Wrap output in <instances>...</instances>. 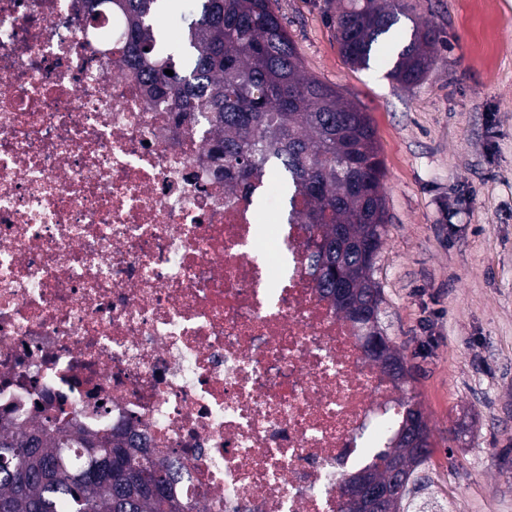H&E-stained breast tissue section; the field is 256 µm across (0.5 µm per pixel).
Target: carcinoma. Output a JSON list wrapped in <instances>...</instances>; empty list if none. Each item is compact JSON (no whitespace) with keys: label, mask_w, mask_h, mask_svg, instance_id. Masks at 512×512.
<instances>
[{"label":"carcinoma","mask_w":512,"mask_h":512,"mask_svg":"<svg viewBox=\"0 0 512 512\" xmlns=\"http://www.w3.org/2000/svg\"><path fill=\"white\" fill-rule=\"evenodd\" d=\"M183 2L112 0L128 20L119 52L140 69L157 103L215 136L210 159L225 189L251 195L259 177L278 167L291 192L287 222L307 224L311 235L343 250L336 260L318 247L309 274L362 338L366 327L342 306L336 282L362 303L381 295L373 269L387 232L385 168L367 113L306 74L276 0H191V20L173 45L160 18L180 14ZM405 10L401 0H350L338 8L330 22L340 54L369 66ZM440 43L439 30L417 26L408 43L393 46L390 75L404 85L420 82ZM390 357L401 370L392 380L405 391L412 366L394 344ZM399 405L393 445L362 469L392 499L383 508L364 498L344 501L342 512H405L414 474L432 448L419 454L402 438L407 420L424 411L410 397ZM89 466L102 475L75 478ZM181 477L182 466L158 465L129 428L99 435L54 429L49 418L30 429L0 420V512H191L175 490Z\"/></svg>","instance_id":"obj_1"}]
</instances>
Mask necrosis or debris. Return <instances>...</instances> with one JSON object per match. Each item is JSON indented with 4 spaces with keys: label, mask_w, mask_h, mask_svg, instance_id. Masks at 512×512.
I'll return each instance as SVG.
<instances>
[{
    "label": "necrosis or debris",
    "mask_w": 512,
    "mask_h": 512,
    "mask_svg": "<svg viewBox=\"0 0 512 512\" xmlns=\"http://www.w3.org/2000/svg\"><path fill=\"white\" fill-rule=\"evenodd\" d=\"M84 0H0V413L132 425L193 512H341L398 390Z\"/></svg>",
    "instance_id": "1"
}]
</instances>
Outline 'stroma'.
I'll return each mask as SVG.
<instances>
[{
    "mask_svg": "<svg viewBox=\"0 0 512 512\" xmlns=\"http://www.w3.org/2000/svg\"><path fill=\"white\" fill-rule=\"evenodd\" d=\"M395 43L446 38L417 85L346 63L328 0H278L309 75L369 115L387 234L381 325L413 368L447 512H512V0H406Z\"/></svg>",
    "mask_w": 512,
    "mask_h": 512,
    "instance_id": "stroma-1",
    "label": "stroma"
}]
</instances>
